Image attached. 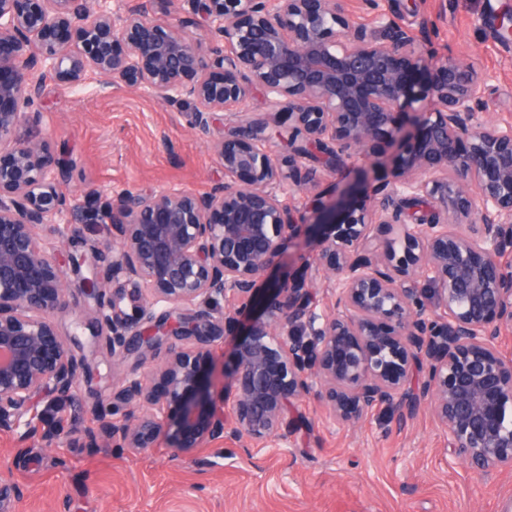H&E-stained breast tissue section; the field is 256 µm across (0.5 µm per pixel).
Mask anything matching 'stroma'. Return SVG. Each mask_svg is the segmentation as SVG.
<instances>
[{
  "instance_id": "stroma-1",
  "label": "stroma",
  "mask_w": 512,
  "mask_h": 512,
  "mask_svg": "<svg viewBox=\"0 0 512 512\" xmlns=\"http://www.w3.org/2000/svg\"><path fill=\"white\" fill-rule=\"evenodd\" d=\"M397 21L429 19L438 32L427 52L453 53L490 75L493 122H512V43H501L492 19L512 0H380ZM158 22L183 23L184 34L208 50L201 17L179 0H150ZM36 124H21L19 141L50 139L71 165L77 198L109 199L121 189L183 188L208 192L224 180L212 145L222 125L204 133L186 118L189 105H166L140 90L88 74L74 87L45 77ZM92 372L67 401L46 407L49 424L72 434L54 447L42 438L16 448L0 430V471L24 492L15 512H512V470L477 473L449 457L446 437L429 405L404 422L377 406L351 425L326 423L320 407L295 406L301 422L294 446L282 450L224 439L190 460L167 448L129 455L97 438L91 406L111 400L113 380L133 361L113 363L106 351L89 356Z\"/></svg>"
}]
</instances>
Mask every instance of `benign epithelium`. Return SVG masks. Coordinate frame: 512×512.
Returning a JSON list of instances; mask_svg holds the SVG:
<instances>
[{
	"label": "benign epithelium",
	"instance_id": "1",
	"mask_svg": "<svg viewBox=\"0 0 512 512\" xmlns=\"http://www.w3.org/2000/svg\"><path fill=\"white\" fill-rule=\"evenodd\" d=\"M180 2L208 24L205 56L129 0H0V429L25 447L40 399L72 397L88 372L53 321L71 304L53 253L81 235V211L111 225L112 242L69 256L92 267L80 289L95 308L76 328L114 359L166 347L150 380L128 376L93 406L101 438L190 458L226 434L291 443L303 398L332 424L380 404L405 421L428 404L451 456L511 470L512 360L497 340L512 327V265L501 260L512 250V123L486 119V79L451 54L424 56L428 23L413 31L379 13L376 35L352 24L346 0ZM90 71L193 104L202 132L223 114L213 151L224 182L205 194L69 197L70 168L51 143L15 131L39 121L44 77L79 85ZM258 90L272 111L241 117ZM369 158L371 170L355 167ZM353 167L360 181L340 195L287 202ZM292 247L328 274L331 308L304 274L261 290ZM234 334L227 384L214 354ZM20 497L0 479V512Z\"/></svg>",
	"mask_w": 512,
	"mask_h": 512
}]
</instances>
